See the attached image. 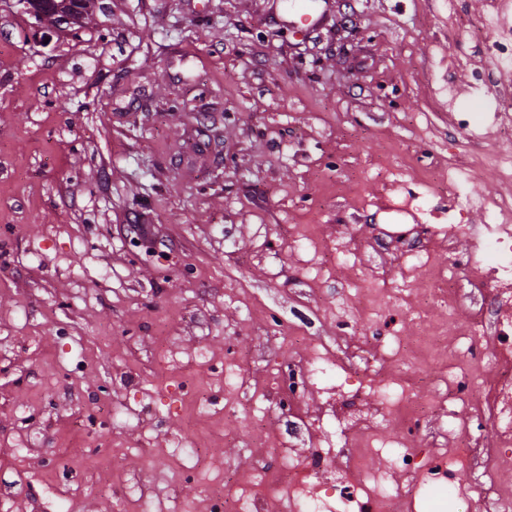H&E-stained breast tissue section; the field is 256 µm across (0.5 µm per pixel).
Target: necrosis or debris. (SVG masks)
I'll return each mask as SVG.
<instances>
[{
    "instance_id": "necrosis-or-debris-1",
    "label": "necrosis or debris",
    "mask_w": 512,
    "mask_h": 512,
    "mask_svg": "<svg viewBox=\"0 0 512 512\" xmlns=\"http://www.w3.org/2000/svg\"><path fill=\"white\" fill-rule=\"evenodd\" d=\"M494 259L486 265L470 259L467 267L475 287L489 289L495 315L492 322L471 316L460 319L454 292L439 289L435 303L448 308L447 324L419 326L423 339L442 341V355L456 367L448 379V391L455 402L467 408L466 417L455 420L454 432L463 446L420 462L416 453L393 457V467L407 474L451 484L454 493L477 512H512V488L499 474L504 449L512 448V226L488 224L479 239ZM454 335H446V326ZM501 368L499 379L488 381L485 360ZM482 437L487 463L480 478L454 484L458 463L463 462L473 437ZM281 476L260 473L258 481L244 482L233 491L207 493L205 512H389L394 495L387 488L388 472L363 469L352 463L334 469L330 449L316 446L305 456L280 451Z\"/></svg>"
}]
</instances>
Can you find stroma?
Segmentation results:
<instances>
[{
	"label": "stroma",
	"mask_w": 512,
	"mask_h": 512,
	"mask_svg": "<svg viewBox=\"0 0 512 512\" xmlns=\"http://www.w3.org/2000/svg\"><path fill=\"white\" fill-rule=\"evenodd\" d=\"M314 7L310 27L291 0H95L46 42L0 0V512H197L274 448L306 453L315 417L344 465L362 429L341 437L318 389L288 411L272 391L325 352L327 383L368 406L412 386L435 400L413 445L454 448L446 361L414 321L439 320L421 297L473 247L428 227L479 229L494 220L479 199L512 200L493 119L512 95V0ZM355 332L386 388L363 384ZM405 415L379 421L368 469ZM190 447L221 448L223 468Z\"/></svg>",
	"instance_id": "stroma-1"
}]
</instances>
